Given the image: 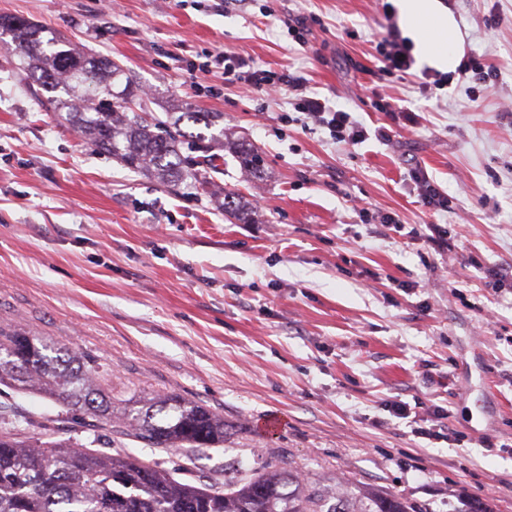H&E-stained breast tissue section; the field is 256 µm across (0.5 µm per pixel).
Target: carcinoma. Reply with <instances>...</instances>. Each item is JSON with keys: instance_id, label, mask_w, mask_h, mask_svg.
Wrapping results in <instances>:
<instances>
[{"instance_id": "1", "label": "carcinoma", "mask_w": 512, "mask_h": 512, "mask_svg": "<svg viewBox=\"0 0 512 512\" xmlns=\"http://www.w3.org/2000/svg\"><path fill=\"white\" fill-rule=\"evenodd\" d=\"M0 32L54 108L72 126L128 168L165 184L182 180L195 146L213 127L209 113L191 108L171 117L176 133L158 131L132 108L138 89L126 68L110 59L80 55L51 28L0 16ZM226 147L251 178L263 177L261 159L236 140ZM224 214L238 224L256 223L251 203L224 193ZM99 367L76 350L20 329L0 327V385L35 393L67 413L91 419L80 427L86 442H31V418L0 402V512H408L392 495L326 496L291 467L252 472L224 490L176 480L158 462L97 448L114 435L143 440L152 448L203 452L224 445V417L175 394L129 402L101 389Z\"/></svg>"}]
</instances>
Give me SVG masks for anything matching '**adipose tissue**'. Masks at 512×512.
<instances>
[{"mask_svg":"<svg viewBox=\"0 0 512 512\" xmlns=\"http://www.w3.org/2000/svg\"><path fill=\"white\" fill-rule=\"evenodd\" d=\"M402 35L421 64L453 72L464 55L465 34L453 11L442 0H391Z\"/></svg>","mask_w":512,"mask_h":512,"instance_id":"ef3b65f1","label":"adipose tissue"}]
</instances>
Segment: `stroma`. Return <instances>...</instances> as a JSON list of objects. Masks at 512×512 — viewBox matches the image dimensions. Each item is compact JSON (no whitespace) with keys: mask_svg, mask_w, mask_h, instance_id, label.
I'll return each instance as SVG.
<instances>
[{"mask_svg":"<svg viewBox=\"0 0 512 512\" xmlns=\"http://www.w3.org/2000/svg\"><path fill=\"white\" fill-rule=\"evenodd\" d=\"M385 0H0L68 37L76 51L125 65L159 119L190 107L246 139L264 178L224 158L207 187L166 186L99 152L0 43V326L45 336L96 360L113 394H177L224 418V444L194 455L125 437L108 452L162 463L193 483L290 465L329 490L352 482L450 512L459 497L512 512V0H443L465 26L466 54L501 74L471 99L416 77L378 79ZM308 34L297 44L289 20ZM251 66L304 76L351 112L362 143L332 140L269 97L197 64L221 48ZM382 84L418 124L379 143ZM427 172L448 211L424 207L408 175ZM257 210L224 216L215 192ZM391 223H382V216ZM448 230L447 250L412 235ZM411 406L409 418L389 410ZM32 420L29 436L81 432L57 406L0 390ZM440 406L446 440L413 435ZM495 495H487L488 485ZM224 214L238 224L256 223V212L252 204L232 192H224Z\"/></svg>","mask_w":512,"mask_h":512,"instance_id":"stroma-1","label":"stroma"}]
</instances>
